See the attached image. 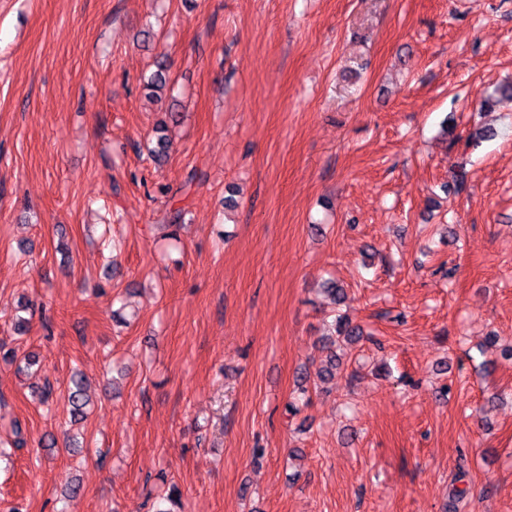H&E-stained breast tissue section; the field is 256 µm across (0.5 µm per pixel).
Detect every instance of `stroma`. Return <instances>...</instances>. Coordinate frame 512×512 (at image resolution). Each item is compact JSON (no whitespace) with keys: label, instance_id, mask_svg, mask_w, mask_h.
Returning a JSON list of instances; mask_svg holds the SVG:
<instances>
[{"label":"stroma","instance_id":"35a3bbf8","mask_svg":"<svg viewBox=\"0 0 512 512\" xmlns=\"http://www.w3.org/2000/svg\"><path fill=\"white\" fill-rule=\"evenodd\" d=\"M508 82L512 0H0V512H512ZM333 332L326 339L336 345V342L358 341L363 337V331L359 326L352 325L348 320L339 318L335 321Z\"/></svg>","mask_w":512,"mask_h":512}]
</instances>
